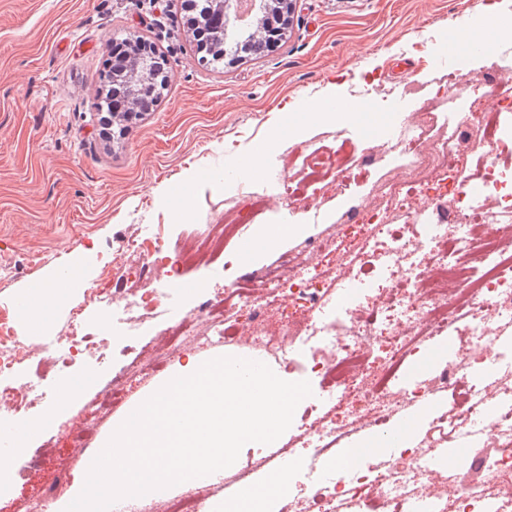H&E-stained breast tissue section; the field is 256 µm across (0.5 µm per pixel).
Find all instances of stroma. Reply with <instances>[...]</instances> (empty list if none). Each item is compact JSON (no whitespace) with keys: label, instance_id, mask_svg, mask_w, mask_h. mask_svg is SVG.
<instances>
[{"label":"stroma","instance_id":"1","mask_svg":"<svg viewBox=\"0 0 512 512\" xmlns=\"http://www.w3.org/2000/svg\"><path fill=\"white\" fill-rule=\"evenodd\" d=\"M487 0H299L288 36L278 47L234 65L202 62L179 0H0V325L24 347H36L20 366L8 394L25 397L27 409L0 407V429L39 421L56 408L64 386L79 395L55 424L25 439L20 466L0 487V512H13L28 498L41 512L34 490L65 473L55 506L73 499L75 481L84 479L87 456L123 416L191 358L240 354L260 358L292 381H309L312 394L296 411L303 422L310 408L328 409L325 382L308 378L305 354L282 359L255 348L245 335L220 343H189L168 355L164 369L148 380L117 382L119 369L142 350L145 364L157 360L170 319L190 313L207 298H220L233 281L261 293L264 278L282 273L304 240L333 235L338 225L378 209L388 184L411 172L408 157L391 152L403 124L429 123L430 137L447 138L452 159L469 189L474 150L460 142L452 112L457 103L448 85L449 40L467 37L482 20ZM497 24V23H496ZM487 23L480 51L466 55L468 78L496 88L495 98L473 101L475 112L493 99L512 97V41L495 37ZM155 43L168 59L171 77L153 110L133 121L121 138L100 134L97 90L106 73L107 45L136 38ZM340 98L365 91L364 111L326 118L311 106L331 88ZM300 126L302 136L290 128ZM341 155L357 178L349 184L294 201L267 186L280 169L281 155L298 157L305 145ZM265 152L266 164L253 172L248 160ZM266 190L240 237L221 257L195 267L148 268L164 287L155 311L139 308V257L129 238L161 234L169 250L209 224H220L243 203L248 188ZM265 224H299L303 230L243 260L241 243ZM79 268L68 301L39 327L22 318L18 305L32 288L43 287ZM108 280L120 305L90 301ZM83 319H72L74 309ZM427 342L421 358L407 360L401 376L429 381L456 358L464 342L453 332ZM70 348L61 359L60 348ZM39 379L29 389L31 379ZM122 385V404L97 421L86 405ZM393 425L417 422L411 445L442 457L447 393L432 403H394ZM268 448L241 449L224 475V489L210 512L241 488L236 475L252 469L253 481L268 472Z\"/></svg>","mask_w":512,"mask_h":512}]
</instances>
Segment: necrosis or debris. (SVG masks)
Listing matches in <instances>:
<instances>
[{
    "instance_id": "1",
    "label": "necrosis or debris",
    "mask_w": 512,
    "mask_h": 512,
    "mask_svg": "<svg viewBox=\"0 0 512 512\" xmlns=\"http://www.w3.org/2000/svg\"><path fill=\"white\" fill-rule=\"evenodd\" d=\"M460 133L477 131L484 163L479 176L487 191L498 193L499 212L469 197L466 184L448 158L447 143H435L426 156L418 126H402L398 148L412 155L416 166L409 180L388 185L386 206L372 212L367 224L355 225L356 242L349 268L373 277L387 302L353 318L351 300L342 297L334 314L326 308L346 279L333 256L336 238L305 243L302 256L290 260L291 275L267 277L261 294L233 282L219 299L200 302L193 312L165 329L169 351L199 338V324L212 329V342L236 335L238 326L225 317L227 308H244L253 326V344L277 356H287L294 343L310 346V370L335 388L326 415L305 427L310 453L303 460L309 473L335 467L328 452L358 425L356 410L375 430L386 428L392 416L388 400L398 394L403 402L422 405L435 394L454 390L457 402L445 420L448 440L467 445V472L449 470L448 497L426 493L433 470L422 449L376 465L350 471L331 482L315 481L303 489L309 512H512V369L505 371L497 408L488 405L486 390L473 373L507 362L512 353L497 350L487 322L489 309L512 326V240L498 235L499 218L512 221V171L498 168L493 158L512 142L499 125V115L484 113L471 122L467 112L454 115ZM463 200L466 229L451 240L434 236L422 240L418 227L429 208H441L449 197ZM402 221L390 223L389 212ZM337 296V295H336ZM290 306L304 321L300 337H291L283 325L269 322L268 309ZM462 326L470 341L457 361L427 383L395 388L393 381L405 360L424 343L453 326ZM375 351V362L363 354Z\"/></svg>"
}]
</instances>
